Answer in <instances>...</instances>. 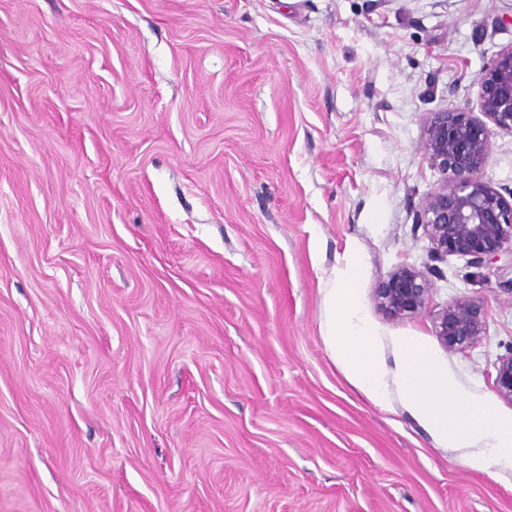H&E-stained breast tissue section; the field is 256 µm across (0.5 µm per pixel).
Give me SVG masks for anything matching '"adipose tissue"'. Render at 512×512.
<instances>
[{
	"mask_svg": "<svg viewBox=\"0 0 512 512\" xmlns=\"http://www.w3.org/2000/svg\"><path fill=\"white\" fill-rule=\"evenodd\" d=\"M360 260L350 257L328 290L332 318L327 324L329 349L349 379L375 404H385L387 384L377 352L378 338L359 305ZM404 364L399 390L408 410L442 446L459 451L477 472L512 473V415L500 413L487 397L463 391L425 343L399 339Z\"/></svg>",
	"mask_w": 512,
	"mask_h": 512,
	"instance_id": "adipose-tissue-1",
	"label": "adipose tissue"
}]
</instances>
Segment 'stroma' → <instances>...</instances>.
Returning <instances> with one entry per match:
<instances>
[{"mask_svg":"<svg viewBox=\"0 0 512 512\" xmlns=\"http://www.w3.org/2000/svg\"><path fill=\"white\" fill-rule=\"evenodd\" d=\"M510 45L512 0H0V512H512V474L372 403L326 338L358 254L387 381L410 336L512 413V270L415 222L426 114L480 117ZM402 265L433 293L392 321ZM460 295L486 331L451 352ZM432 284L413 266H400L375 288L379 309L391 320H401L427 308ZM485 329L483 302L474 297H456L436 316V336L451 352L475 345L484 335ZM495 381L497 393L512 401V350L500 359L496 367Z\"/></svg>","mask_w":512,"mask_h":512,"instance_id":"35a3bbf8","label":"stroma"}]
</instances>
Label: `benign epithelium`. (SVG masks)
I'll return each mask as SVG.
<instances>
[{
    "instance_id": "obj_1",
    "label": "benign epithelium",
    "mask_w": 512,
    "mask_h": 512,
    "mask_svg": "<svg viewBox=\"0 0 512 512\" xmlns=\"http://www.w3.org/2000/svg\"><path fill=\"white\" fill-rule=\"evenodd\" d=\"M480 106L487 121L467 112H429L421 148L443 183L416 210L432 244V257L470 258L476 266L512 265V202L482 181L491 142L486 122L512 133V45L500 50L479 79ZM432 284L413 266H400L375 288L379 309L401 320L427 308ZM486 329L483 302L456 297L436 316L435 333L450 352L475 345ZM496 391L512 401V352L496 367Z\"/></svg>"
}]
</instances>
